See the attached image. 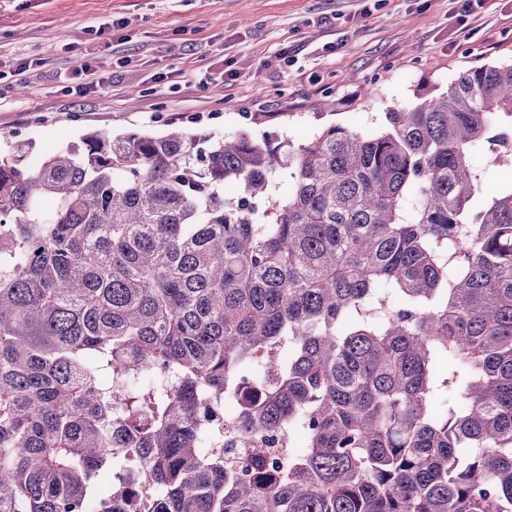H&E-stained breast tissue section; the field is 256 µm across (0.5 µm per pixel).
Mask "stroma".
Instances as JSON below:
<instances>
[{
  "label": "stroma",
  "instance_id": "35a3bbf8",
  "mask_svg": "<svg viewBox=\"0 0 512 512\" xmlns=\"http://www.w3.org/2000/svg\"><path fill=\"white\" fill-rule=\"evenodd\" d=\"M484 63L512 64V0H0V152L173 126L298 141Z\"/></svg>",
  "mask_w": 512,
  "mask_h": 512
}]
</instances>
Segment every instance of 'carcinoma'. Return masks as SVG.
<instances>
[{"instance_id":"1","label":"carcinoma","mask_w":512,"mask_h":512,"mask_svg":"<svg viewBox=\"0 0 512 512\" xmlns=\"http://www.w3.org/2000/svg\"><path fill=\"white\" fill-rule=\"evenodd\" d=\"M481 151L512 162V64L296 145L15 142L0 512H512V180L483 191ZM234 392L248 459L203 451Z\"/></svg>"}]
</instances>
